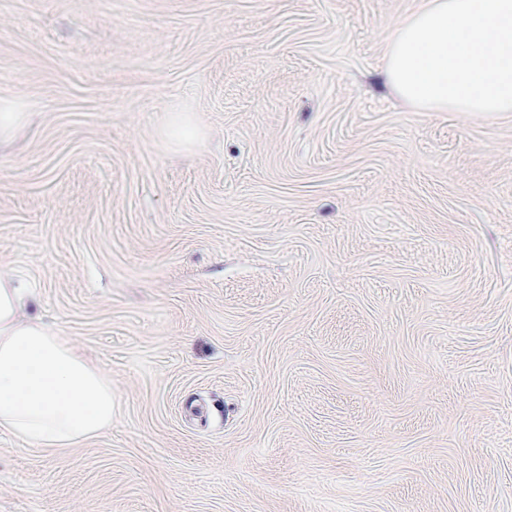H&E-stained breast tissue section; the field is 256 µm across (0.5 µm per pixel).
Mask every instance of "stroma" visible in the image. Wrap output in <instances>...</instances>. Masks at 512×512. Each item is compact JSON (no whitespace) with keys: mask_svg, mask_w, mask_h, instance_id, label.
Returning <instances> with one entry per match:
<instances>
[{"mask_svg":"<svg viewBox=\"0 0 512 512\" xmlns=\"http://www.w3.org/2000/svg\"><path fill=\"white\" fill-rule=\"evenodd\" d=\"M423 0H0V277L112 427L0 512H512V112L385 78Z\"/></svg>","mask_w":512,"mask_h":512,"instance_id":"stroma-1","label":"stroma"}]
</instances>
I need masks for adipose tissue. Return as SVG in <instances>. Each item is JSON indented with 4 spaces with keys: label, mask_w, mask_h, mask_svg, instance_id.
Segmentation results:
<instances>
[{
    "label": "adipose tissue",
    "mask_w": 512,
    "mask_h": 512,
    "mask_svg": "<svg viewBox=\"0 0 512 512\" xmlns=\"http://www.w3.org/2000/svg\"><path fill=\"white\" fill-rule=\"evenodd\" d=\"M26 292L0 278V431L65 450L112 426V384L63 338L22 320Z\"/></svg>",
    "instance_id": "ef3b65f1"
}]
</instances>
